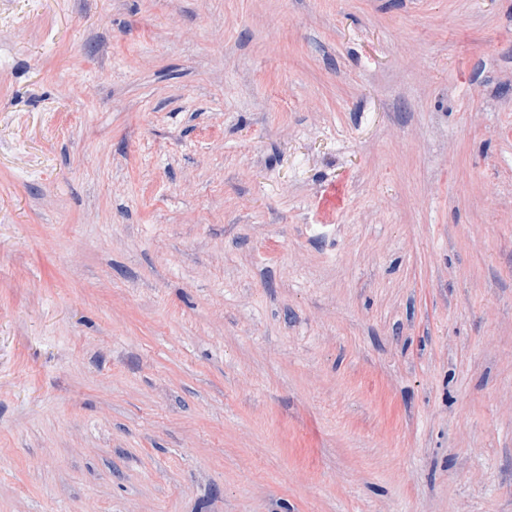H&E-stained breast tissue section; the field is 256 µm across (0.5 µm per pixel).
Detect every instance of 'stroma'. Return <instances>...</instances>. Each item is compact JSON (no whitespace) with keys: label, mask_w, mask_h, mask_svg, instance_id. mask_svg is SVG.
<instances>
[{"label":"stroma","mask_w":512,"mask_h":512,"mask_svg":"<svg viewBox=\"0 0 512 512\" xmlns=\"http://www.w3.org/2000/svg\"><path fill=\"white\" fill-rule=\"evenodd\" d=\"M0 512H512V0H0Z\"/></svg>","instance_id":"stroma-1"}]
</instances>
